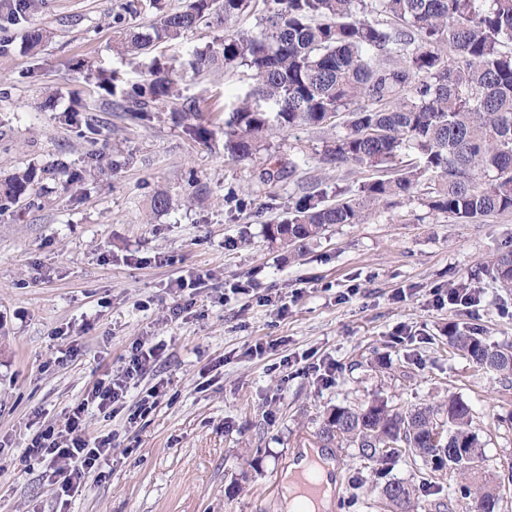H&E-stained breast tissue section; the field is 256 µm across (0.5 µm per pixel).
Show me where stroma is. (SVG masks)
Here are the masks:
<instances>
[{
    "mask_svg": "<svg viewBox=\"0 0 512 512\" xmlns=\"http://www.w3.org/2000/svg\"><path fill=\"white\" fill-rule=\"evenodd\" d=\"M126 2L44 0L18 14L0 0V177L57 158L87 169L0 214V512H284L279 481L298 449L315 447L327 410L377 396L406 409L451 393L471 409L485 470L504 483L498 512H512V386L448 347L452 324L512 344V290L487 268L512 251V213L466 223L431 212L422 186L364 223L330 227L302 254L271 248L266 225L302 192L331 198L375 170L324 162L329 128L273 132L247 161L225 154L224 107L250 89V73L196 72L186 59L256 30L255 12L160 47L177 98L142 121L112 111L86 70L150 76L147 59L112 49L118 23L145 30L157 19L149 0L134 14ZM32 27L48 33L34 53L23 45ZM271 154L298 169L263 178ZM159 190L174 205L155 214ZM182 279L195 287L177 290ZM461 283L480 303L441 304ZM139 340L161 345L157 360L116 410L89 405L85 431L110 449L62 492L28 444L115 376ZM155 385L157 405L135 417ZM424 471L408 452L378 464L344 449L345 512H387L390 481L415 486L417 512H466L455 478L438 471L425 483Z\"/></svg>",
    "mask_w": 512,
    "mask_h": 512,
    "instance_id": "obj_1",
    "label": "stroma"
}]
</instances>
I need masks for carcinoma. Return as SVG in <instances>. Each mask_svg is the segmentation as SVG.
Masks as SVG:
<instances>
[{
	"instance_id": "cac0c4a2",
	"label": "carcinoma",
	"mask_w": 512,
	"mask_h": 512,
	"mask_svg": "<svg viewBox=\"0 0 512 512\" xmlns=\"http://www.w3.org/2000/svg\"><path fill=\"white\" fill-rule=\"evenodd\" d=\"M256 0H193L168 10L151 0L159 22L149 32L120 28L117 51L145 54L201 23L220 26L250 11ZM258 31L226 34L221 51L197 49V71L221 62L244 67L253 89L224 119V151L236 161L257 152L274 129L323 128L340 120L345 132L326 146L330 164L374 168L380 176L355 193L328 202L306 192L286 215L266 227L271 245L301 254L336 224H360L376 207L412 196L422 180L433 182L425 205L462 221L512 211V0H262ZM174 69L153 59L151 79L121 90L115 105L146 113L175 97ZM413 158L404 160V157ZM47 173L82 180L65 162L29 166L0 179V213L32 196ZM501 287L512 289V252L488 262ZM448 346L480 369L512 381V345H490L476 329L448 326ZM445 439L434 443L432 431ZM322 447L352 445L369 461L390 460L393 443L430 471L459 475L460 499L471 512H496L499 484L483 468L482 443L469 406L456 396L446 407L422 404L394 409L374 399L326 413L318 432ZM463 448L466 455L450 452ZM385 499L403 512L413 488L389 482Z\"/></svg>"
}]
</instances>
